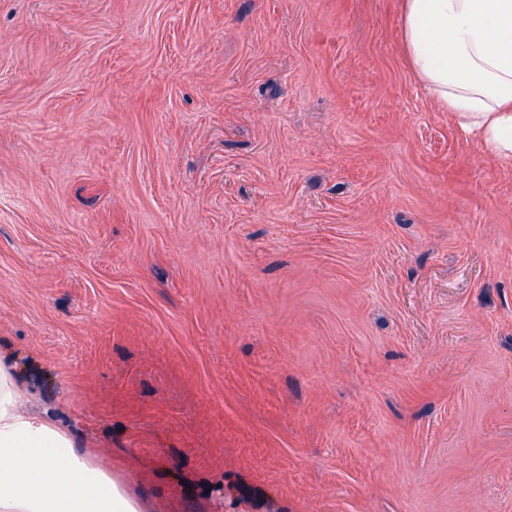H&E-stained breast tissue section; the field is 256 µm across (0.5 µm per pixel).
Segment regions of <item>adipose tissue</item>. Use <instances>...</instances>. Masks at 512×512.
Returning <instances> with one entry per match:
<instances>
[{
    "label": "adipose tissue",
    "mask_w": 512,
    "mask_h": 512,
    "mask_svg": "<svg viewBox=\"0 0 512 512\" xmlns=\"http://www.w3.org/2000/svg\"><path fill=\"white\" fill-rule=\"evenodd\" d=\"M400 37L426 98L512 162V0H400ZM0 351V512H145L51 414L25 412Z\"/></svg>",
    "instance_id": "obj_1"
}]
</instances>
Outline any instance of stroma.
Masks as SVG:
<instances>
[{
    "label": "stroma",
    "instance_id": "1",
    "mask_svg": "<svg viewBox=\"0 0 512 512\" xmlns=\"http://www.w3.org/2000/svg\"><path fill=\"white\" fill-rule=\"evenodd\" d=\"M0 347L146 512H512V165L399 0H0Z\"/></svg>",
    "mask_w": 512,
    "mask_h": 512
}]
</instances>
